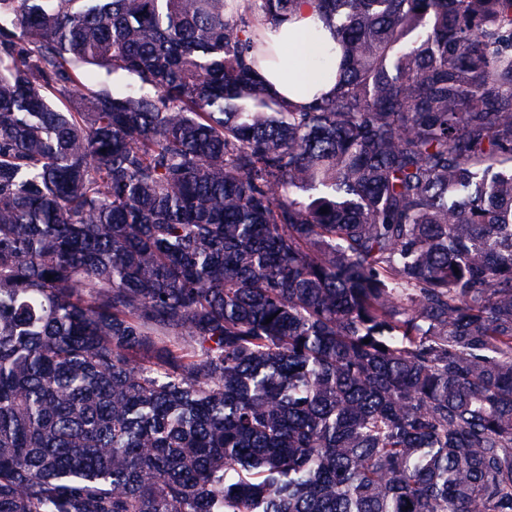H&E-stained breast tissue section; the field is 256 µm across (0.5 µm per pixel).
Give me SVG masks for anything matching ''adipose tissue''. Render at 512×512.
<instances>
[{
    "mask_svg": "<svg viewBox=\"0 0 512 512\" xmlns=\"http://www.w3.org/2000/svg\"><path fill=\"white\" fill-rule=\"evenodd\" d=\"M256 29L261 35L257 69L271 93L293 107L332 93L335 42L314 0H298L290 21L261 20Z\"/></svg>",
    "mask_w": 512,
    "mask_h": 512,
    "instance_id": "1",
    "label": "adipose tissue"
}]
</instances>
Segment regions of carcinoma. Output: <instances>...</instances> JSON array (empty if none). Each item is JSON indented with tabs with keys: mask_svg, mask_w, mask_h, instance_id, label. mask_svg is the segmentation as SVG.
Returning <instances> with one entry per match:
<instances>
[{
	"mask_svg": "<svg viewBox=\"0 0 512 512\" xmlns=\"http://www.w3.org/2000/svg\"><path fill=\"white\" fill-rule=\"evenodd\" d=\"M315 3L0 0V512H512V0ZM256 29L261 35L256 68L271 93L293 107L306 106L315 97L332 93L336 83V41L325 29L314 0H298L291 20L280 25L259 18ZM285 46L299 56L292 68H283L275 60ZM331 48H335L334 53H330ZM306 58L314 63L313 67L305 65ZM319 69L328 70V75L322 76Z\"/></svg>",
	"mask_w": 512,
	"mask_h": 512,
	"instance_id": "cac0c4a2",
	"label": "carcinoma"
}]
</instances>
